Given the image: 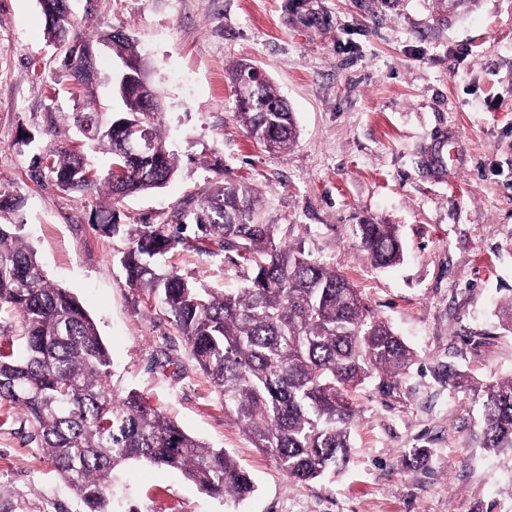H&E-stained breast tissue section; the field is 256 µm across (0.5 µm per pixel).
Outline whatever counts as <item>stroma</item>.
Masks as SVG:
<instances>
[{"mask_svg":"<svg viewBox=\"0 0 512 512\" xmlns=\"http://www.w3.org/2000/svg\"><path fill=\"white\" fill-rule=\"evenodd\" d=\"M80 32L131 38L162 105L177 170L159 190L124 198L118 223L169 224L190 197L245 182L277 244L336 269L415 354L390 382L356 388L358 418L345 470L293 481L224 412L174 321L129 287L125 234L102 237L98 201L63 191L34 155L79 149L98 171L105 153L73 124L109 112L112 88L60 77L38 0H0V192L25 198L22 236L47 279L95 321L118 394L135 390L207 446L246 468L253 496L215 498L181 472L130 462L112 473L115 512H512V453L482 446L475 407L439 366L490 384L512 376V0H479L444 21L440 0H69ZM258 65L296 119L288 152L266 151L235 115L233 67ZM36 135L19 143L20 131ZM398 228L399 264L374 268L359 227ZM221 291L243 283L235 254L177 249L161 260ZM430 451L410 463L413 449ZM0 512H84L0 405Z\"/></svg>","mask_w":512,"mask_h":512,"instance_id":"35a3bbf8","label":"stroma"}]
</instances>
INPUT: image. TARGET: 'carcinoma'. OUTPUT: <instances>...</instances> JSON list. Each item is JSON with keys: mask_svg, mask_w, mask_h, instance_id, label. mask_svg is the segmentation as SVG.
<instances>
[{"mask_svg": "<svg viewBox=\"0 0 512 512\" xmlns=\"http://www.w3.org/2000/svg\"><path fill=\"white\" fill-rule=\"evenodd\" d=\"M50 42L67 36L85 44L75 22L46 19ZM116 58L138 60L133 41L102 32ZM235 117L255 142L282 153L296 138L287 102L261 79L251 102H237ZM141 121L150 152L128 155L117 125ZM73 122L110 154L103 176L67 149L48 169L64 190L99 185L105 216L93 225L102 236L122 225L110 205L127 195L159 189L174 175L177 159L160 132L159 113L145 111L132 94L119 99L109 122L98 113L76 112ZM24 200L0 193V308L22 319L23 353L0 354V403L24 413L30 437L85 505V512H112V470L129 461L173 468L202 491L226 500L246 499L249 473L222 449L186 433L160 409L130 391L110 392V358L93 319L67 289L46 281L36 252L22 238L18 220ZM257 191L245 183L220 184L177 211L176 224H137L127 229L121 259L126 282L147 291L170 313L198 367L219 388L224 411L254 447L270 455L288 477L317 481L346 466L357 411L351 392L366 380L396 377L413 352L391 325L375 316L361 292L343 275L311 262L304 250L274 243L273 225L258 224ZM361 247L373 265L398 261L402 246L393 224L359 225ZM233 252L251 270L230 291H215L162 269L169 251ZM442 376L464 389L481 411L485 447L512 451V376L492 384H466L450 367Z\"/></svg>", "mask_w": 512, "mask_h": 512, "instance_id": "1", "label": "carcinoma"}]
</instances>
